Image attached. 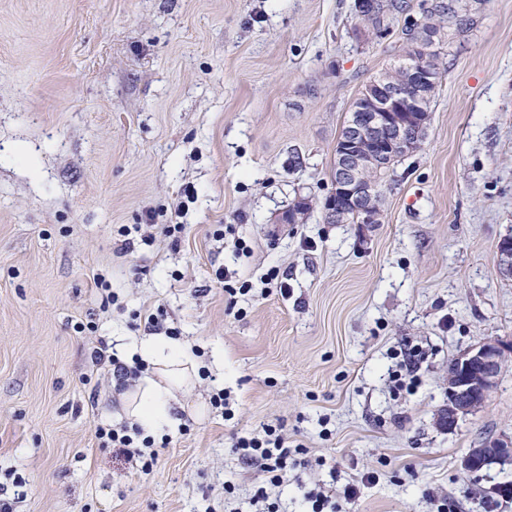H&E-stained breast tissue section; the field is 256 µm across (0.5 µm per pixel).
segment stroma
Here are the masks:
<instances>
[{"mask_svg":"<svg viewBox=\"0 0 512 512\" xmlns=\"http://www.w3.org/2000/svg\"><path fill=\"white\" fill-rule=\"evenodd\" d=\"M465 2L427 136L364 225L328 223L323 201L348 112L401 41L357 40L355 0H0V487L14 512H223L228 482L251 512L259 476L231 445L269 425L306 450L300 481L275 490L282 512L355 479L353 512H436L432 493L479 512L512 483V467H461L512 437V352L480 409L440 421L449 360L512 345L498 268L512 0ZM300 198L303 223H279ZM220 268L251 291L229 296ZM159 308L203 373L143 475L97 444L125 401L88 355L127 351L149 333L136 314ZM408 344L424 358L395 396L392 354Z\"/></svg>","mask_w":512,"mask_h":512,"instance_id":"35a3bbf8","label":"stroma"}]
</instances>
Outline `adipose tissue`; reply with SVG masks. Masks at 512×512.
<instances>
[{
  "label": "adipose tissue",
  "mask_w": 512,
  "mask_h": 512,
  "mask_svg": "<svg viewBox=\"0 0 512 512\" xmlns=\"http://www.w3.org/2000/svg\"><path fill=\"white\" fill-rule=\"evenodd\" d=\"M147 365L126 407V415L145 434L176 429L181 419L176 410L179 392L187 390L195 376L196 360L182 341L162 336H143L132 343Z\"/></svg>",
  "instance_id": "ef3b65f1"
}]
</instances>
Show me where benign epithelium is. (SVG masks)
<instances>
[{"mask_svg": "<svg viewBox=\"0 0 512 512\" xmlns=\"http://www.w3.org/2000/svg\"><path fill=\"white\" fill-rule=\"evenodd\" d=\"M436 44L435 33L419 34L413 45L412 62L404 66V83L384 76L357 97L345 132L336 142L335 177L326 202L329 213L352 208L360 213V223H378L380 193L369 172L388 165L397 154L408 155L421 147L408 131L425 129L420 99L430 86L442 80L427 66L428 55ZM498 255L501 274L511 279L512 236L500 241ZM505 350L498 341H484L455 357L456 371L448 374L444 416L447 428H454L460 418L482 406L496 384ZM511 461L512 438H492L479 448L468 449L461 465L466 471L477 473Z\"/></svg>", "mask_w": 512, "mask_h": 512, "instance_id": "benign-epithelium-1", "label": "benign epithelium"}]
</instances>
